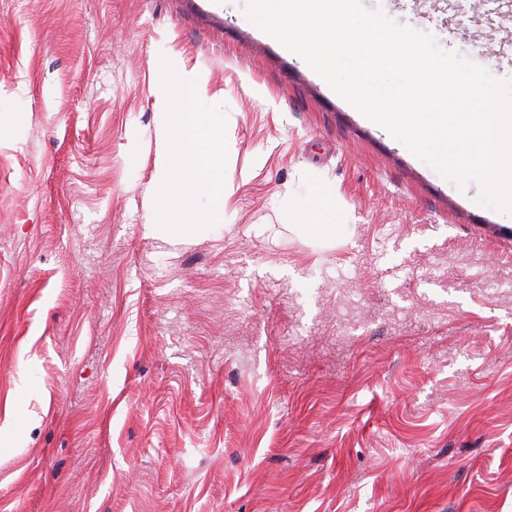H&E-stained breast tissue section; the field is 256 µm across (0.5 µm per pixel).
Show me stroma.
<instances>
[{"instance_id": "obj_1", "label": "stroma", "mask_w": 512, "mask_h": 512, "mask_svg": "<svg viewBox=\"0 0 512 512\" xmlns=\"http://www.w3.org/2000/svg\"><path fill=\"white\" fill-rule=\"evenodd\" d=\"M362 4L512 81V0ZM243 6L0 0V512H512V216ZM166 58L230 137L175 244Z\"/></svg>"}]
</instances>
